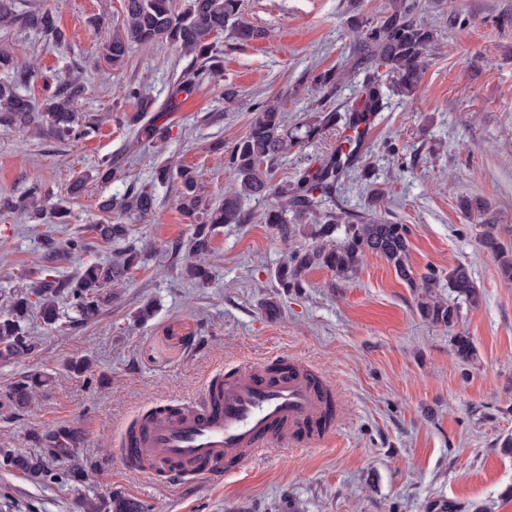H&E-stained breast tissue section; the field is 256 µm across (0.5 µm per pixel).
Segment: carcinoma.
Returning <instances> with one entry per match:
<instances>
[{
    "label": "carcinoma",
    "instance_id": "carcinoma-1",
    "mask_svg": "<svg viewBox=\"0 0 512 512\" xmlns=\"http://www.w3.org/2000/svg\"><path fill=\"white\" fill-rule=\"evenodd\" d=\"M16 0H0V26L35 31L55 40L63 38L53 11L38 7L19 12ZM228 33L241 43H248L263 36L242 14L241 0H190L182 6L177 0H125L123 27L112 32L107 43L108 58L112 67L125 64L129 49L134 44L147 45L167 42L180 47L192 57V63L206 66L218 54L217 46L210 41L213 35ZM360 56L350 66L352 70L365 69L369 76L364 88L361 108L353 110L349 120L365 113H375L384 106L383 86H388L398 96L413 101L423 78L424 59L438 47L437 29L410 16V10L401 3H393L385 19L360 32ZM0 67L12 68V79L0 83V126L24 132L36 127L50 136L64 138L74 129V102L82 93L76 82L64 84L54 95L38 107L24 91L38 80L36 70L13 65V56L0 50ZM153 101L140 98V112L128 118L137 127V136L151 143L167 139V128L145 120ZM336 125V113L320 111L296 131L286 126L284 113L276 101L264 100L256 104L254 117L244 136L228 152L227 167L233 188L224 198L214 201L206 193L194 169L173 167L159 163L153 169V184L177 186L179 208L196 225L189 240L187 253L190 275L203 285L209 278L206 267L199 263L211 250L213 227L217 224H246L250 214L244 209L245 200L273 196L275 203L263 214L264 223L270 225L282 238L294 237L307 215L322 208L331 198L336 181L346 167L336 164V153L315 172H305L293 184H276L272 170L288 151L302 140H312L324 130ZM119 167L110 158L102 160L95 169V179L106 183L118 178ZM8 209L26 211L34 219H42L46 211L44 199L31 196L20 205L3 201ZM155 207V196L145 189L133 186L119 198L102 202V209H117L126 214L146 217ZM100 239L127 241L125 248L104 262L82 266L71 278L44 277L32 285L33 292L20 290L9 300L6 310L0 313V359L6 361L27 356L38 347L27 334L25 324L32 316L51 328L60 320L58 299L63 295L72 298L80 321L95 319L102 308L112 303V285L126 278L141 260L152 251V244L144 240H127L128 229L124 224H97L94 228ZM410 228L385 218L367 219L359 224H348L340 241L321 245L307 251H295L277 270L276 278L282 288H297L304 273L317 266L325 267L340 278L354 273L367 254L383 258L393 267L397 276L410 287L417 289L415 308L419 317L432 325L453 329L460 318L461 308H475L481 293L475 287L468 268L458 265L448 271L449 298L439 293L440 279L433 273L416 281L409 263ZM481 246L497 263L501 276L512 281V252L499 241L494 225L487 224L481 234ZM46 271L60 260L79 259L86 250L85 241L78 235L58 240L43 237ZM35 294L37 302L30 300ZM453 355L469 362L476 356L470 337L458 333L451 337ZM49 383V377L32 374L16 383L9 392L11 404L27 407L34 392ZM0 457L12 468L33 477L47 476V462L39 456L14 453L0 448ZM85 512H145L143 505L118 493H109L86 501Z\"/></svg>",
    "mask_w": 512,
    "mask_h": 512
}]
</instances>
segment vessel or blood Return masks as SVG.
Segmentation results:
<instances>
[{
  "mask_svg": "<svg viewBox=\"0 0 512 512\" xmlns=\"http://www.w3.org/2000/svg\"><path fill=\"white\" fill-rule=\"evenodd\" d=\"M336 393L306 361L216 369L189 404L155 407L123 430L120 454L150 479L220 478L272 447H313L337 426Z\"/></svg>",
  "mask_w": 512,
  "mask_h": 512,
  "instance_id": "b4317fda",
  "label": "vessel or blood"
}]
</instances>
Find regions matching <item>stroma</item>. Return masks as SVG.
<instances>
[{
    "label": "stroma",
    "mask_w": 512,
    "mask_h": 512,
    "mask_svg": "<svg viewBox=\"0 0 512 512\" xmlns=\"http://www.w3.org/2000/svg\"><path fill=\"white\" fill-rule=\"evenodd\" d=\"M417 21L433 25L440 48L428 57L413 102L389 96L373 122L360 158L336 185L340 221L362 216L373 194L390 222L409 225V262L415 275L466 265L483 294L463 307L457 329L477 351L468 363L452 353L447 328L422 321L415 291L376 255L340 279L316 267L301 287L284 289L276 269L311 246L309 230L283 241L259 216L268 199L245 204L251 220L225 224L212 235L208 285L185 272L182 254L194 226L181 213L174 187H152L154 164L196 170L206 192L222 199L230 183L226 149L242 137L256 103L278 100L288 124L319 110L339 116L358 100L364 72L344 73L333 89L317 77L342 70L359 26L377 23L391 0H244L246 16L265 35L242 44L228 35L215 43L221 68L192 64L168 43L132 46L113 69L103 44L120 25L124 0H21L50 8L62 43L30 31L0 27L17 65L39 68L28 91L35 102L79 77L76 104L85 133L57 139L0 126V200L38 192L47 206L70 212L68 223L36 225L0 208V310L15 290L36 280L43 266L40 238L79 235L87 263L118 249L95 233L98 224L127 225L152 252L117 287L98 318L74 323L60 299V320L47 329L31 320L39 346L25 358L0 360V448L43 456L56 479L33 481L0 465V512H83L84 500L115 492L148 512H512V283L480 247L484 225L512 248V0H405ZM186 84L185 92L173 86ZM153 100V116L168 124L162 144H135L127 122L138 110L129 89ZM236 93L225 102V89ZM343 125L292 148L274 172L278 183L316 169L336 148ZM118 160L119 181L69 186L102 159ZM153 189L155 210L134 220L101 211L102 200L128 186ZM465 198L481 211L461 208ZM82 261V262H83ZM152 315L140 319L144 305ZM297 356L338 392V427L321 445L278 447L235 472L196 482L149 483L129 472L119 455L126 423L158 404L193 399L210 371L241 359L257 364ZM92 358V370L67 375V362ZM54 383L27 408L8 394L30 371ZM67 438L59 452V438ZM80 465L89 478L61 471Z\"/></svg>",
    "instance_id": "1"
}]
</instances>
